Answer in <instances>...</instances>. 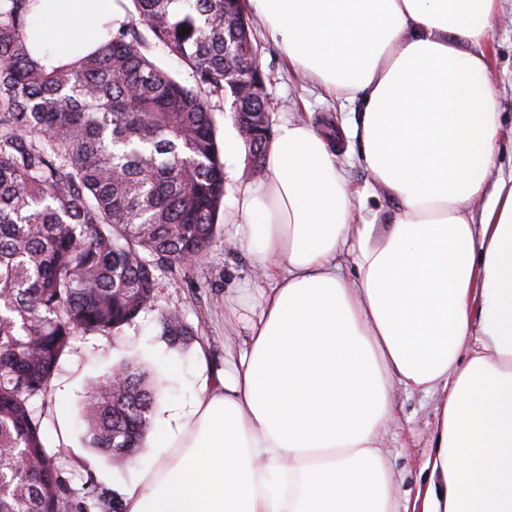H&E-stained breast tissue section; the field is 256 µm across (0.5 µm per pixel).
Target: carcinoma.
Returning <instances> with one entry per match:
<instances>
[{"instance_id":"cac0c4a2","label":"carcinoma","mask_w":512,"mask_h":512,"mask_svg":"<svg viewBox=\"0 0 512 512\" xmlns=\"http://www.w3.org/2000/svg\"><path fill=\"white\" fill-rule=\"evenodd\" d=\"M31 3L0 0V512H73L64 449L45 446L29 401L50 390L74 337L132 322L154 301L156 268L211 247L224 199L213 99L233 97L256 168L271 120L265 99L225 82L258 71L244 0H131L132 23L52 73L31 57ZM159 325L173 347L195 337L175 312ZM159 389L131 359L90 380L85 445L132 456Z\"/></svg>"}]
</instances>
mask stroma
I'll return each instance as SVG.
<instances>
[{
  "label": "stroma",
  "mask_w": 512,
  "mask_h": 512,
  "mask_svg": "<svg viewBox=\"0 0 512 512\" xmlns=\"http://www.w3.org/2000/svg\"><path fill=\"white\" fill-rule=\"evenodd\" d=\"M253 43L265 93L274 105L273 123L285 118L302 119L316 128H338L341 137L334 151L344 168L349 190L361 203L366 221L384 224L397 208L372 179L362 160V148L355 128L360 121V105L327 93L323 88L294 73L270 40L259 20H252ZM491 77L500 100L503 128L496 175L512 176V0H499L498 13L487 45ZM224 200L218 216L217 237L208 253L185 267L155 269V302L114 335L77 337L61 362L47 396L33 398L30 407L39 414L41 435L47 447H63L62 478L65 493L76 512H112L120 505L122 492L146 461L148 448L122 462H113L87 448L82 440L81 404L89 379L106 376L124 358H138L158 371L164 397L187 400L198 388V365L194 346L171 349L160 336L159 313L179 312L195 333L196 344L205 346L212 369L224 366V349L243 341L247 330L243 320L229 325L224 313L236 309L249 314L260 301L263 281L252 265L248 250L235 247L233 236L235 200L244 185L259 181L246 147L223 153ZM176 370H169V362ZM68 416V435H61L58 421ZM396 423L386 437L385 453L393 472L394 495L398 502L414 498L422 480V463L437 420L433 396L420 391L400 392L394 406Z\"/></svg>",
  "instance_id": "1"
}]
</instances>
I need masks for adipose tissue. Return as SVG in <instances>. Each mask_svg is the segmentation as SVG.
<instances>
[{
  "label": "adipose tissue",
  "instance_id": "obj_1",
  "mask_svg": "<svg viewBox=\"0 0 512 512\" xmlns=\"http://www.w3.org/2000/svg\"><path fill=\"white\" fill-rule=\"evenodd\" d=\"M289 66L360 101L363 161L398 208L359 222L325 137L276 127L235 201L262 268L248 335L163 436L125 512H398L395 390L438 395L412 512H512V177L493 178L498 0H247ZM117 0H36L45 71L110 38Z\"/></svg>",
  "mask_w": 512,
  "mask_h": 512
}]
</instances>
